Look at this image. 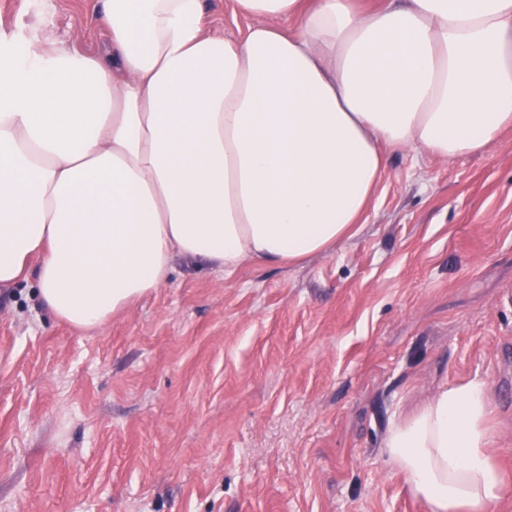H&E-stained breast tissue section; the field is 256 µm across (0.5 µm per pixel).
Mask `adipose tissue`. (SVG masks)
I'll list each match as a JSON object with an SVG mask.
<instances>
[{
    "label": "adipose tissue",
    "instance_id": "ef3b65f1",
    "mask_svg": "<svg viewBox=\"0 0 512 512\" xmlns=\"http://www.w3.org/2000/svg\"><path fill=\"white\" fill-rule=\"evenodd\" d=\"M103 0L107 50L42 21L0 42V288L101 327L174 256L225 274L329 250L368 207L388 148L452 161L512 126V0ZM291 20L282 30L279 20ZM490 398L444 384L383 448L428 512H495ZM206 19L211 28L225 38H237L251 20L233 14L232 0H205Z\"/></svg>",
    "mask_w": 512,
    "mask_h": 512
}]
</instances>
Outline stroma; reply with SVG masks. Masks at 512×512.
Returning <instances> with one entry per match:
<instances>
[{
    "mask_svg": "<svg viewBox=\"0 0 512 512\" xmlns=\"http://www.w3.org/2000/svg\"><path fill=\"white\" fill-rule=\"evenodd\" d=\"M100 7L0 0V38L48 10L96 54ZM473 378L512 512V129L452 162L389 150L330 250L229 276L175 257L94 332L1 289L0 512H428L386 431Z\"/></svg>",
    "mask_w": 512,
    "mask_h": 512,
    "instance_id": "obj_1",
    "label": "stroma"
}]
</instances>
